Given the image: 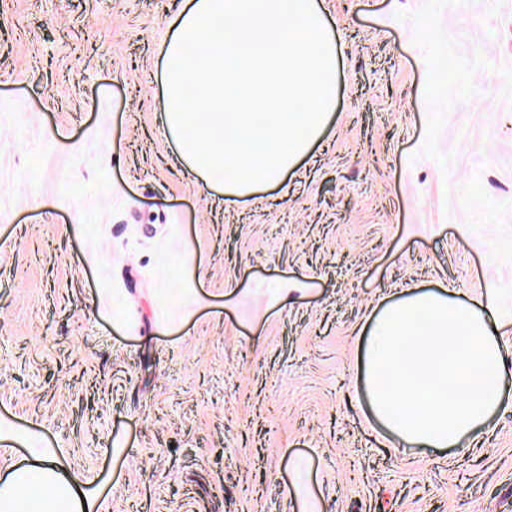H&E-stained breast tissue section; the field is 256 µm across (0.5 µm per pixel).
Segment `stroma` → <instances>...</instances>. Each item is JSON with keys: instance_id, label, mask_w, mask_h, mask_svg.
<instances>
[{"instance_id": "35a3bbf8", "label": "stroma", "mask_w": 512, "mask_h": 512, "mask_svg": "<svg viewBox=\"0 0 512 512\" xmlns=\"http://www.w3.org/2000/svg\"><path fill=\"white\" fill-rule=\"evenodd\" d=\"M328 123L228 201L163 137L183 0H0V469L98 512H512V408L405 445L364 356L404 292L512 345V0H320Z\"/></svg>"}]
</instances>
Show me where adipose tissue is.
Instances as JSON below:
<instances>
[{
  "label": "adipose tissue",
  "mask_w": 512,
  "mask_h": 512,
  "mask_svg": "<svg viewBox=\"0 0 512 512\" xmlns=\"http://www.w3.org/2000/svg\"><path fill=\"white\" fill-rule=\"evenodd\" d=\"M163 42L160 128L191 172L244 197L277 182L323 132L336 42L315 0H185ZM208 111L192 112L188 96ZM205 166H198V158ZM507 353L480 310L419 292L385 306L365 354L375 413L405 443L461 448L504 410ZM49 489L32 498L30 485ZM0 512H97L56 455L0 476Z\"/></svg>",
  "instance_id": "1"
}]
</instances>
